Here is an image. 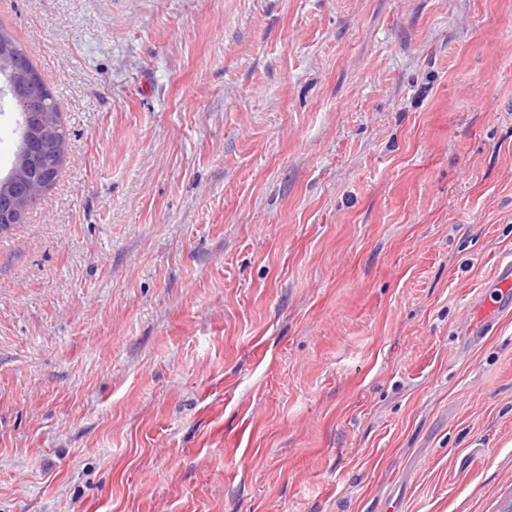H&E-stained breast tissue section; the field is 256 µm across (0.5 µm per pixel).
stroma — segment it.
<instances>
[{
  "label": "stroma",
  "instance_id": "stroma-1",
  "mask_svg": "<svg viewBox=\"0 0 512 512\" xmlns=\"http://www.w3.org/2000/svg\"><path fill=\"white\" fill-rule=\"evenodd\" d=\"M69 130L0 235V512L512 501V0H0ZM494 288V298L478 297L473 301L477 314L476 320H471L466 330L469 337H479L492 330V319L508 304L509 293L512 295V261L500 264Z\"/></svg>",
  "mask_w": 512,
  "mask_h": 512
}]
</instances>
